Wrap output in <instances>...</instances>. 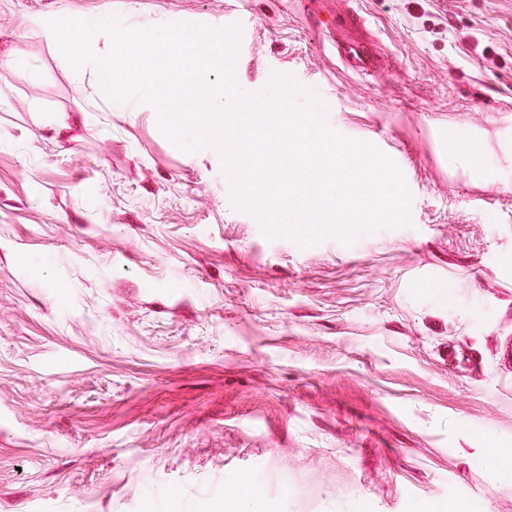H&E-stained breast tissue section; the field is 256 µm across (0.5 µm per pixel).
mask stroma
Wrapping results in <instances>:
<instances>
[{"mask_svg":"<svg viewBox=\"0 0 512 512\" xmlns=\"http://www.w3.org/2000/svg\"><path fill=\"white\" fill-rule=\"evenodd\" d=\"M296 2L0 0L30 61L0 70V512H512V0H349L378 79ZM115 13L249 18L236 80L318 84L402 171L409 225L267 239L215 148L75 93L39 23ZM323 24L336 59L346 69L358 75H369L387 68V61L377 47L379 36L356 10L351 11L342 25L337 26L332 15ZM335 26V30L331 31Z\"/></svg>","mask_w":512,"mask_h":512,"instance_id":"35a3bbf8","label":"stroma"}]
</instances>
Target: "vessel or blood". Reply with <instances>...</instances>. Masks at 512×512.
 <instances>
[{
	"label": "vessel or blood",
	"instance_id": "obj_1",
	"mask_svg": "<svg viewBox=\"0 0 512 512\" xmlns=\"http://www.w3.org/2000/svg\"><path fill=\"white\" fill-rule=\"evenodd\" d=\"M329 31L328 40L342 65L358 75H368L384 71L387 67L385 57L379 52V37L369 25L368 20L358 12H351L342 25L326 22Z\"/></svg>",
	"mask_w": 512,
	"mask_h": 512
}]
</instances>
